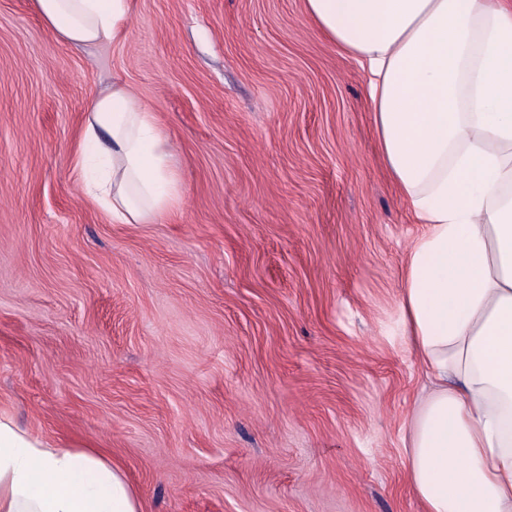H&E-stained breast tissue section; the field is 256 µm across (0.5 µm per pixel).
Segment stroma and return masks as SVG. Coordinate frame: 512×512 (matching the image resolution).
Here are the masks:
<instances>
[{
    "mask_svg": "<svg viewBox=\"0 0 512 512\" xmlns=\"http://www.w3.org/2000/svg\"><path fill=\"white\" fill-rule=\"evenodd\" d=\"M116 83L175 142L153 224L112 223L69 160ZM420 230L303 0H134L94 45L0 0V412L96 449L144 512H421L395 332Z\"/></svg>",
    "mask_w": 512,
    "mask_h": 512,
    "instance_id": "1",
    "label": "stroma"
}]
</instances>
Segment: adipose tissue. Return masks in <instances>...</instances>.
Here are the masks:
<instances>
[{"label":"adipose tissue","mask_w":512,"mask_h":512,"mask_svg":"<svg viewBox=\"0 0 512 512\" xmlns=\"http://www.w3.org/2000/svg\"><path fill=\"white\" fill-rule=\"evenodd\" d=\"M70 44L125 39L132 0H34ZM317 32L369 74L387 174L423 230L398 328L427 392L403 447L422 512H512V0H304ZM174 142L130 86L90 103L72 161L115 224L172 215ZM0 512H141L93 451L0 415Z\"/></svg>","instance_id":"obj_1"}]
</instances>
